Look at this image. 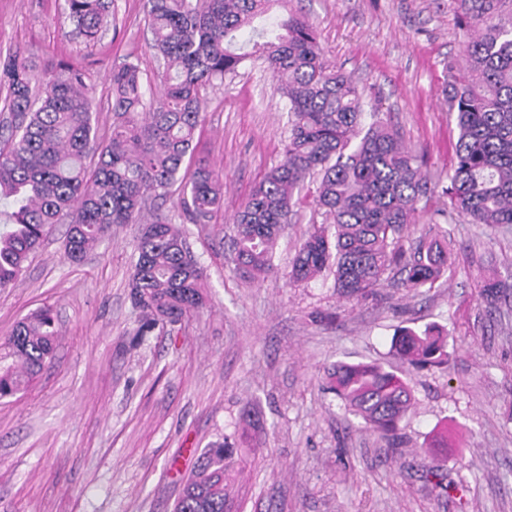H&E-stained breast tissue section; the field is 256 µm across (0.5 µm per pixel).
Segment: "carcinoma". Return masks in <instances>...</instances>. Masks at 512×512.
I'll use <instances>...</instances> for the list:
<instances>
[{
  "mask_svg": "<svg viewBox=\"0 0 512 512\" xmlns=\"http://www.w3.org/2000/svg\"><path fill=\"white\" fill-rule=\"evenodd\" d=\"M276 0H147L151 49L162 65L159 99L146 100L143 70L124 62L110 77L112 130L100 137L84 74L62 61L40 72L17 51L0 52V289L12 285L56 224L67 225L65 256L79 262L115 224H134L148 199L183 190L188 221L221 209L223 177L186 164L201 121L202 92L237 73L248 59L267 62L285 99L288 137L268 170L233 214L229 252L248 283L273 269L288 230L294 193L318 179L315 205L330 220L301 240L288 278L307 282L329 269L343 297H358L385 277L413 291L447 273L451 241L435 216L473 224H512V0H456L469 32L465 70L443 94L458 130L456 162L436 192L424 161L392 127L364 123L357 85L323 59L313 27L289 17L254 25ZM114 0H65L73 35L98 40ZM448 208H432L434 197ZM429 223L403 244L418 213ZM128 287L143 323L139 334L177 324L203 307V269L180 230L158 213L142 225ZM509 299L512 284L483 285ZM58 330L52 310L22 319L0 344V398L31 382L53 357ZM412 366L448 363L442 334L406 330L395 348ZM326 384L346 412L384 436L414 408L408 384L374 364L339 363ZM234 467L224 445L201 453L174 512H232Z\"/></svg>",
  "mask_w": 512,
  "mask_h": 512,
  "instance_id": "1",
  "label": "carcinoma"
}]
</instances>
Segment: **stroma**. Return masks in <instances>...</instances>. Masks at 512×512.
<instances>
[{"label": "stroma", "instance_id": "35a3bbf8", "mask_svg": "<svg viewBox=\"0 0 512 512\" xmlns=\"http://www.w3.org/2000/svg\"><path fill=\"white\" fill-rule=\"evenodd\" d=\"M146 0H115L103 37L71 34L64 0H0V51L85 75L99 134L112 125L109 75L156 64ZM305 15L325 60L357 84L378 118L443 176L458 131L441 85L461 69L466 33L454 0H281ZM193 163L224 178L208 223L185 219L181 197L159 204L185 226L204 270L206 306L183 324L129 341L140 325L128 277L139 227L113 226L78 263L56 225L13 287L0 290V342L51 308L60 333L51 362L0 399V512H172L199 454L250 449L238 481L243 512H512V301L488 304L492 276L512 282V225L448 222L453 251L434 288L389 280L358 299L334 276L289 283L299 241L321 223L306 181L275 268L254 284L233 272L224 236L233 211L277 164L284 100L266 63L245 62L205 92ZM448 338V363L415 369L395 356L403 330ZM339 362L375 363L411 387L414 410L393 440L347 414L325 383ZM447 432L448 452L432 448Z\"/></svg>", "mask_w": 512, "mask_h": 512}]
</instances>
